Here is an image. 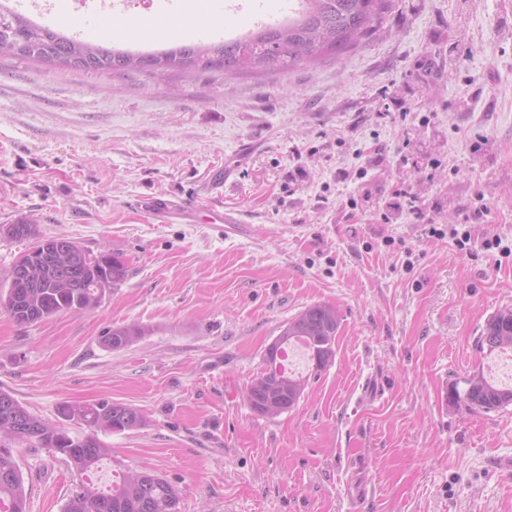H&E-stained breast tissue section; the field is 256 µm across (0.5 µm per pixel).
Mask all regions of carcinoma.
I'll return each instance as SVG.
<instances>
[{"label":"carcinoma","mask_w":512,"mask_h":512,"mask_svg":"<svg viewBox=\"0 0 512 512\" xmlns=\"http://www.w3.org/2000/svg\"><path fill=\"white\" fill-rule=\"evenodd\" d=\"M301 11L288 21L265 26L245 36L209 44H182L154 52L107 50L100 45L66 37L10 10H0V55L7 54L44 64L54 53L87 57L97 71L146 72L162 80L173 72L214 69L218 59L226 74L285 73L301 64L339 57L359 47L385 20L390 0H299ZM0 234L32 241L24 255L34 266L24 288L0 289V308L19 324H34L61 313L93 311L106 295L104 285L117 287L126 267L116 253L91 255L66 237H40L31 222L0 225ZM339 315L335 307L315 304L288 320L279 336L265 349L262 371L247 389V401L258 415H278L294 407L306 379L280 367V356L291 344L305 348L312 371L326 369L334 360ZM145 335L135 323L116 327L104 337L111 349L123 348ZM488 352L512 348V309L493 314L478 339ZM464 389L453 383L448 401L470 410L492 411L512 404V386H502L475 371L463 379ZM62 417L75 422L84 436L75 438L63 428L28 411L10 393L0 391V425L20 427L22 440L62 456L76 473L97 468L107 448L101 433L137 429L143 419L134 409L106 399L61 406ZM28 494L13 450L0 444V509L27 512ZM178 489L154 473L138 482L129 476L100 491L88 484L74 490L62 512H179Z\"/></svg>","instance_id":"carcinoma-1"}]
</instances>
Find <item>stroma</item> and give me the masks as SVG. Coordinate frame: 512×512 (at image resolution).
<instances>
[{
  "label": "stroma",
  "instance_id": "1",
  "mask_svg": "<svg viewBox=\"0 0 512 512\" xmlns=\"http://www.w3.org/2000/svg\"><path fill=\"white\" fill-rule=\"evenodd\" d=\"M227 2L217 24L239 33L285 9ZM151 197L191 211L166 221ZM217 204L242 233L207 226ZM27 219L126 266L92 312L0 309V390L73 436L66 402L142 416L103 435L97 487L156 473L180 512H512V405L446 399L512 308V0H392L357 49L262 77L1 56L0 225ZM433 224L470 230L469 249ZM317 303L340 313L334 361L256 415L266 347ZM133 322L138 341L104 346ZM16 460L28 512H61L77 473L45 448Z\"/></svg>",
  "mask_w": 512,
  "mask_h": 512
}]
</instances>
